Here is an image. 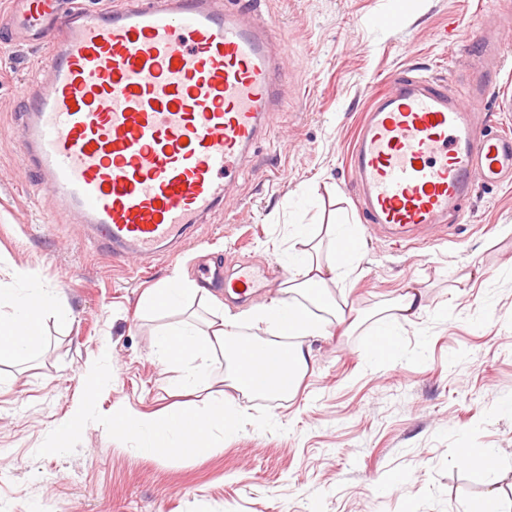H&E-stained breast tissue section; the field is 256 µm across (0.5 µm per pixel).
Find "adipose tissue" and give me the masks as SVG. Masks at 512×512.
Listing matches in <instances>:
<instances>
[{
	"mask_svg": "<svg viewBox=\"0 0 512 512\" xmlns=\"http://www.w3.org/2000/svg\"><path fill=\"white\" fill-rule=\"evenodd\" d=\"M356 240V229L346 224H330L323 229L294 225L288 251L293 273L281 282L279 297L270 304L209 322L203 328L185 322L160 330L156 348L161 362L179 365L205 360L219 349L236 367L231 378L234 389L254 394H293L311 360L302 338L326 335L330 325L343 320L334 289L350 271ZM11 305V317L0 320L1 362L21 360L31 353L38 341L39 316L54 307L55 298L45 289L30 288L12 294ZM243 322L264 325L274 334L288 333L291 341L277 346L253 342L232 347L230 338ZM252 358L270 364L271 372L246 380L241 366ZM237 416V410L223 402L204 410L184 408L164 416L121 409L113 413L109 426L113 436L137 440L146 454L200 457L210 451L214 431L234 426Z\"/></svg>",
	"mask_w": 512,
	"mask_h": 512,
	"instance_id": "obj_1",
	"label": "adipose tissue"
}]
</instances>
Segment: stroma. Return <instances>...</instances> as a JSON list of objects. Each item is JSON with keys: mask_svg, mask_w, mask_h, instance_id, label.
Here are the masks:
<instances>
[{"mask_svg": "<svg viewBox=\"0 0 512 512\" xmlns=\"http://www.w3.org/2000/svg\"><path fill=\"white\" fill-rule=\"evenodd\" d=\"M286 33L288 94L244 153L224 202L175 259L130 269L93 241L90 225L52 207L20 160V88L47 80L48 50L0 32V289L45 288L37 349L0 363V512H464L488 488L465 450L491 448L512 468V182L479 186L446 238L401 248L364 220L350 176L358 124L374 90L412 75L462 80L463 38L512 0H255ZM400 11L403 21L386 27ZM294 224H352L359 257L337 299L361 325L305 338L309 370L294 396H242L222 354L200 364L195 393L156 354L164 326H198L269 302L287 279ZM264 265V286L233 300L209 269ZM183 275L209 291L177 311L141 298ZM418 287L425 308L401 323L397 351L374 357L370 313ZM112 372L90 384L103 352ZM238 403L237 427L211 454L150 456L108 429L119 409L160 414ZM91 416L58 449L57 427Z\"/></svg>", "mask_w": 512, "mask_h": 512, "instance_id": "obj_1", "label": "stroma"}]
</instances>
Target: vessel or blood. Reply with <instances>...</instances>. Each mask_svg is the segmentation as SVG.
Returning <instances> with one entry per match:
<instances>
[{
    "label": "vessel or blood",
    "mask_w": 512,
    "mask_h": 512,
    "mask_svg": "<svg viewBox=\"0 0 512 512\" xmlns=\"http://www.w3.org/2000/svg\"><path fill=\"white\" fill-rule=\"evenodd\" d=\"M13 30L49 49V79L22 91L24 164L54 208L127 264L163 258L223 202L243 153L280 109L281 29L244 23L212 0H130L118 11L24 0ZM471 42L479 59L512 55V14ZM497 75L476 67L460 93L405 77L376 95L351 177L369 222L396 244L457 223L477 184L512 178V132L473 122ZM262 275L243 263L223 283L255 292Z\"/></svg>",
    "instance_id": "vessel-or-blood-1"
}]
</instances>
